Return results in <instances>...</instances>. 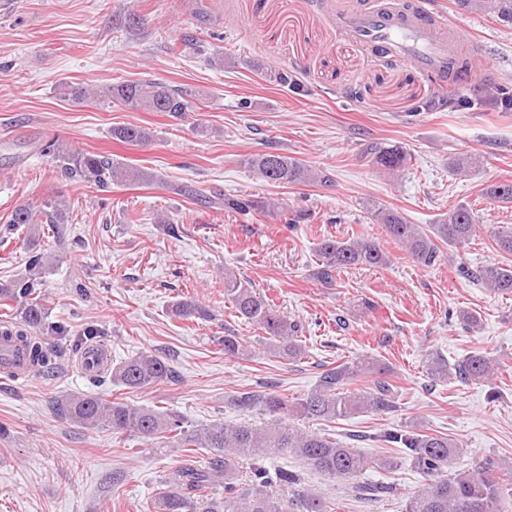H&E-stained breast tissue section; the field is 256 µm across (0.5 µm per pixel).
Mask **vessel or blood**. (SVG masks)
<instances>
[{"label": "vessel or blood", "instance_id": "1", "mask_svg": "<svg viewBox=\"0 0 512 512\" xmlns=\"http://www.w3.org/2000/svg\"><path fill=\"white\" fill-rule=\"evenodd\" d=\"M344 29L355 39L371 45L395 62H405L434 74L438 81L455 75L458 59L441 22L426 17L414 0H376L365 10L345 14ZM466 76L488 69L489 53L479 44L468 45ZM24 365L11 340L0 339V375L23 374Z\"/></svg>", "mask_w": 512, "mask_h": 512}]
</instances>
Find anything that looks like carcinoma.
Returning a JSON list of instances; mask_svg holds the SVG:
<instances>
[{
	"instance_id": "carcinoma-1",
	"label": "carcinoma",
	"mask_w": 512,
	"mask_h": 512,
	"mask_svg": "<svg viewBox=\"0 0 512 512\" xmlns=\"http://www.w3.org/2000/svg\"><path fill=\"white\" fill-rule=\"evenodd\" d=\"M465 10H488L503 23H512V0H462ZM64 95L74 103L107 101L135 111L167 112L180 117L192 111L189 88H169L153 80L118 82L101 88L64 84ZM153 137L148 128L126 125L112 129V139L127 144H143ZM51 165L67 180H81L101 191L119 183H150L157 175L147 168L120 163L103 154L86 153L61 143L45 149ZM364 154L373 166L387 174L406 168L408 153L400 146L372 142ZM245 166L259 179L278 185L326 181L328 176L298 159L278 152L247 157ZM487 198L512 203V182L493 183ZM272 207L245 196L224 197V210L251 216ZM371 219L380 224L415 263L431 266L442 254L441 247L458 249L476 233L473 213L460 205L448 211L435 224L421 227L410 224L396 210L376 205ZM66 221L64 202L49 196L37 204L21 203L11 212L9 223L26 229L37 240L48 232L59 236ZM319 258L314 276L331 285L337 276L352 266L383 267L388 253L375 237L356 236L347 240L322 238L315 247ZM471 278L498 293L512 294V267L488 264ZM34 282L19 279L0 284V307L17 311L12 323L17 352L38 372L57 365L58 355L43 346L39 332L65 336L67 330L47 323V312L35 297ZM224 293L238 317L263 332V345L274 357L294 362L305 355L299 324L281 312L268 297L241 280L231 269L224 270ZM172 311L185 320L204 319L207 310L196 300L186 298L172 305ZM219 344L227 357L247 356V342L229 330ZM112 383L129 389H150L174 379V371L162 358L141 352L108 368ZM427 373L432 381L453 374L467 381H486L493 377L495 365L480 353H471L451 364L435 353L428 358ZM386 368L372 356L355 357L324 369L317 384L307 393L288 397L267 390H245L234 395L230 404L243 413L242 420L218 421L205 428H193L175 413L152 407H139L115 398L111 401L81 393L58 401L59 410L75 423L90 429L112 431L115 438L128 432L150 442L173 448H203L206 454L189 455L183 465L165 480L164 488L153 500L154 512H335L337 503L306 483L305 472L280 467L270 470L264 461L292 455L320 475L355 480L369 470L390 471L402 462L421 477L419 489L406 503V512H505L512 499L509 474L512 469L493 458L485 459L474 470H454L460 446L444 434H436L420 423L387 426L374 434L386 455L367 457L355 446L329 433L307 431L301 424H332L361 414L386 417L398 409L394 385L383 379ZM371 377L373 385L364 389L355 382ZM224 488V496L211 490ZM393 492L389 483H362L358 498L371 500Z\"/></svg>"
}]
</instances>
